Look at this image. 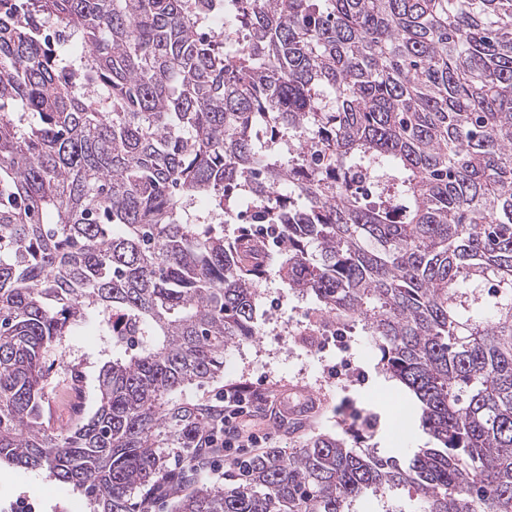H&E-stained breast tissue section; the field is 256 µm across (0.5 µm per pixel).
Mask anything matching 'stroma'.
<instances>
[{"mask_svg":"<svg viewBox=\"0 0 512 512\" xmlns=\"http://www.w3.org/2000/svg\"><path fill=\"white\" fill-rule=\"evenodd\" d=\"M263 299L257 310V334L224 351V368L214 381L187 387L182 396L192 401L220 403L225 386L266 383L274 393L273 407L283 411L308 403L306 416L279 423L276 414L263 420L267 445L287 452L301 448L317 434L344 438L350 447L416 448L411 436L420 420L414 394L382 367L381 352L360 323L342 326L350 363H342L330 347L334 330L316 322L312 297L288 288L277 274L261 284ZM223 474L207 469L183 474L180 484L150 496L136 493L139 512H171V491L207 483L220 485ZM25 497L41 512H86V499L73 486L45 472L0 467V500Z\"/></svg>","mask_w":512,"mask_h":512,"instance_id":"stroma-1","label":"stroma"}]
</instances>
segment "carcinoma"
Here are the masks:
<instances>
[{
	"mask_svg": "<svg viewBox=\"0 0 512 512\" xmlns=\"http://www.w3.org/2000/svg\"><path fill=\"white\" fill-rule=\"evenodd\" d=\"M209 2L0 0V462L133 512L274 269L363 323L434 446L318 435L173 512H512V0H237L218 39ZM243 198L287 249L224 237ZM76 336H69L68 343L72 350V358H83L84 364L82 365L85 381L90 387L95 384L98 375L97 364V350L98 342L97 336H94L92 330L87 326H81L76 330ZM82 356V357H81Z\"/></svg>",
	"mask_w": 512,
	"mask_h": 512,
	"instance_id": "cac0c4a2",
	"label": "carcinoma"
}]
</instances>
